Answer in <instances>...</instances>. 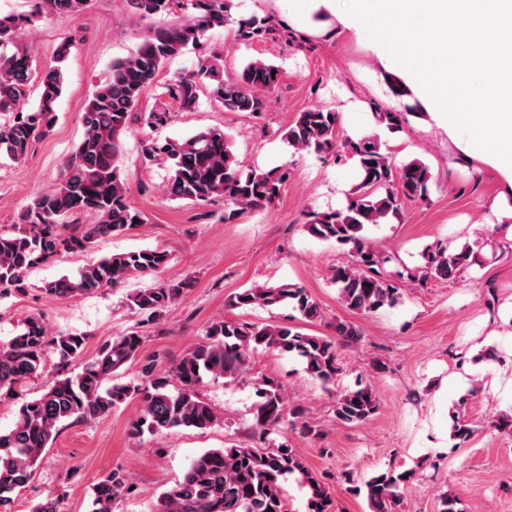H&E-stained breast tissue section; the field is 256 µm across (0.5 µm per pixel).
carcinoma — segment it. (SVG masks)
Masks as SVG:
<instances>
[{
  "mask_svg": "<svg viewBox=\"0 0 512 512\" xmlns=\"http://www.w3.org/2000/svg\"><path fill=\"white\" fill-rule=\"evenodd\" d=\"M127 3L142 19L179 10L185 15L177 23L148 28L133 54L112 62L84 108V134L59 180L27 198L18 214L22 227L13 233L0 232L1 299L23 291L26 273L59 253H82L98 237L123 235L146 223L145 214L127 201L120 167L121 136L164 64L199 47L216 27L232 26L235 39L242 44L262 41L274 31L267 16H234L235 0ZM87 4L88 0H33V10L26 16H0V112L13 113L10 123L0 125V157L13 161L27 157L33 143L51 131L63 92L61 63L70 43L58 47L57 66L35 72L29 49L20 43L23 30L37 17L78 14ZM274 72H278L275 65L254 60L237 79L229 80L224 77L223 52L211 51L198 58L193 71L173 78L164 94L180 109L190 111L205 86L224 110L254 115L266 110L268 94L278 82ZM33 81L39 88V101L26 110ZM170 118L169 109L157 106L144 113V124L156 130ZM283 138L298 151L331 153L337 158L345 154L356 161L359 182L346 208L310 214L305 230L353 254L354 262L333 269L331 277L346 307L371 314L396 306L400 287L383 276L380 267L387 259L369 244L366 232L370 226L397 217L405 202L424 197L431 179L429 166L419 159L394 166L373 135L339 141L337 113L321 108L299 113ZM145 155L169 163L167 192L173 199L196 205L224 198L226 224L273 204L288 181L286 165L267 170L242 168L232 138L221 127L168 138L162 144L152 141ZM86 216L94 217V222L82 223ZM423 258V270L410 275V280L454 279L473 261L474 251L468 244L450 251L437 243L425 250ZM169 265L168 253L161 250L116 253L80 268L73 277L45 283L43 290L69 300L150 276L151 285L129 295V301L137 311L155 317L183 292L182 286L161 277ZM279 305L292 307L303 321L321 317L318 303L296 284L255 285L227 302L234 309ZM143 343L144 336L136 331L115 336L81 372L57 373L42 395L20 403L13 427L0 432V512H10L14 494L33 479L43 452L66 421L104 416L137 399L139 412L128 423L133 439L179 428H211L219 417L199 393L204 377H235L245 368L250 353L260 348L300 359L305 372L324 385L335 383L342 371L337 340L306 334L286 323L259 326L219 317L207 327L204 340L175 363L150 373L146 383L116 380L139 356ZM84 348L85 337L52 335L41 318H27L16 336L0 345V394L14 396L17 388L43 374L49 354H56L64 367L79 358ZM256 394L255 430L265 446L232 445L201 452L182 479L158 495L157 512H288L280 482L287 474L298 475L308 488V512H328L330 496L324 482L311 474L295 449L272 437L288 419L297 425L302 410L288 406L283 384L273 378L260 379ZM378 406L373 389L359 381L355 388L337 395L335 415L344 423L361 424L370 420ZM412 476L411 470L387 468L360 485L349 474L345 480L350 492L366 496L369 512H396L400 489ZM130 487L129 476L120 469L102 475L93 487L90 512H113L116 498Z\"/></svg>",
  "mask_w": 512,
  "mask_h": 512,
  "instance_id": "obj_1",
  "label": "carcinoma"
}]
</instances>
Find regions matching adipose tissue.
<instances>
[{
  "instance_id": "ef3b65f1",
  "label": "adipose tissue",
  "mask_w": 512,
  "mask_h": 512,
  "mask_svg": "<svg viewBox=\"0 0 512 512\" xmlns=\"http://www.w3.org/2000/svg\"><path fill=\"white\" fill-rule=\"evenodd\" d=\"M296 0L322 11V27L378 34L384 70L401 76L448 135L466 131L464 150L512 183V0ZM482 78L497 111L473 117L469 81Z\"/></svg>"
}]
</instances>
